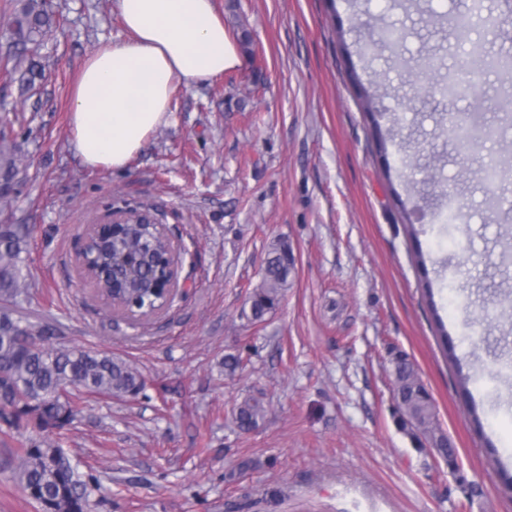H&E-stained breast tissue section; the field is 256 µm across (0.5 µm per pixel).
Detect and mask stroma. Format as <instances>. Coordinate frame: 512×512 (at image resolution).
I'll use <instances>...</instances> for the list:
<instances>
[{
    "label": "stroma",
    "instance_id": "obj_1",
    "mask_svg": "<svg viewBox=\"0 0 512 512\" xmlns=\"http://www.w3.org/2000/svg\"><path fill=\"white\" fill-rule=\"evenodd\" d=\"M60 2L41 76L0 69L18 149L0 224L29 229L20 311L57 326L53 345L112 354L145 381L133 398L72 397L55 440L100 484L89 512H512V117L498 107L512 77L442 91L466 51L444 19L472 0H215L250 49L176 86L169 122L121 170L84 166L69 121L84 61L120 20L112 0ZM483 15L472 40L512 56V8L484 0ZM388 25L405 32L398 47L379 39ZM472 115L481 140L446 136L448 117ZM489 164L506 169L497 183L480 178ZM452 201L462 221L447 236ZM141 206L181 249L176 295L144 318L113 310L77 258L88 225ZM279 241L295 270L254 322L246 301ZM398 350L455 469L400 419ZM250 397L265 417L242 432L234 411ZM41 436L0 422V512H41L16 473Z\"/></svg>",
    "mask_w": 512,
    "mask_h": 512
}]
</instances>
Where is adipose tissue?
Segmentation results:
<instances>
[{"mask_svg":"<svg viewBox=\"0 0 512 512\" xmlns=\"http://www.w3.org/2000/svg\"><path fill=\"white\" fill-rule=\"evenodd\" d=\"M124 33L98 45L76 85L70 127L83 165L121 169L165 124L175 85L237 62L214 0H114Z\"/></svg>","mask_w":512,"mask_h":512,"instance_id":"ef3b65f1","label":"adipose tissue"}]
</instances>
